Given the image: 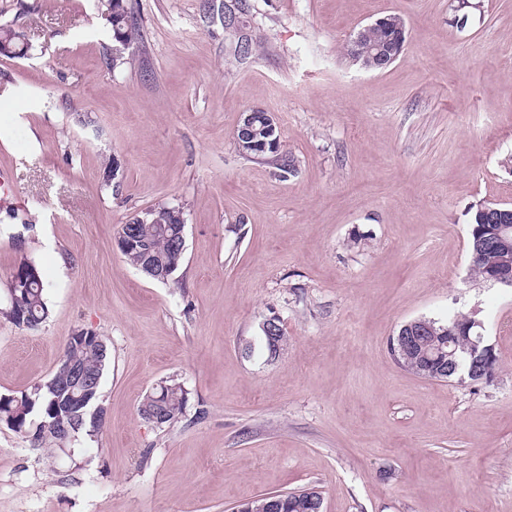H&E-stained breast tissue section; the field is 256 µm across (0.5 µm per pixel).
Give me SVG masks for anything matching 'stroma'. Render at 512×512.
Returning <instances> with one entry per match:
<instances>
[{"instance_id": "obj_1", "label": "stroma", "mask_w": 512, "mask_h": 512, "mask_svg": "<svg viewBox=\"0 0 512 512\" xmlns=\"http://www.w3.org/2000/svg\"><path fill=\"white\" fill-rule=\"evenodd\" d=\"M129 3L144 43L111 72L100 0H0L31 45L0 55V308L26 260L50 309L28 331L0 316V395L49 379L78 329L110 352L98 433L47 456L0 422V512H235L308 488L322 512H512V288L468 259L472 211L512 207V0ZM390 14L403 52L364 70L347 45ZM253 108L288 177L239 153ZM158 206L187 224L165 283L115 245ZM458 313L492 382L395 360L401 325ZM173 378L186 410L160 429L138 406Z\"/></svg>"}]
</instances>
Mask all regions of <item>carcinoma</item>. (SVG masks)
I'll return each instance as SVG.
<instances>
[{"instance_id": "cac0c4a2", "label": "carcinoma", "mask_w": 512, "mask_h": 512, "mask_svg": "<svg viewBox=\"0 0 512 512\" xmlns=\"http://www.w3.org/2000/svg\"><path fill=\"white\" fill-rule=\"evenodd\" d=\"M101 7L106 21L119 23V28L126 32L129 42H143L140 23L131 7L119 0H101ZM4 38L8 39L11 51L0 50V55L20 57L27 53L29 45L24 32L16 29L8 36L0 32V40ZM140 232L154 250H168V243L154 232L153 225H140ZM16 270L18 274L10 275L8 280L7 300L16 301L17 306L26 310V314L22 317L15 313L8 314L6 318L21 330H32L49 316L44 283L39 269L29 262L19 263ZM97 340L98 343L90 347H79L67 342L63 352L65 360L78 365L93 377L102 378L109 362V351L104 337L99 335ZM452 360L458 366V373H467L471 360L467 337L455 338ZM187 395L181 382L168 380L142 398L138 412L159 408L166 414L162 426H169L184 415ZM100 398L101 389L91 394L83 392L73 381L66 365L61 364L48 380L31 391L19 395H0V422L28 434L31 450L48 453L54 445L67 443L83 432L91 436L100 429L98 415L94 414ZM63 405L68 407L70 415L62 422L54 420L52 411ZM277 498L284 503L283 512H314L317 504L321 503L320 494L312 489L279 493Z\"/></svg>"}]
</instances>
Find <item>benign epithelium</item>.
I'll return each mask as SVG.
<instances>
[{"label":"benign epithelium","instance_id":"7a95c632","mask_svg":"<svg viewBox=\"0 0 512 512\" xmlns=\"http://www.w3.org/2000/svg\"><path fill=\"white\" fill-rule=\"evenodd\" d=\"M369 29H377L383 35L380 42L370 49L369 67L385 68L395 62L400 56L405 41L404 22L390 16L382 17L367 25ZM236 144L242 152H255L257 154L274 153L280 145V131L275 116L261 109H253L243 113L237 129ZM487 219L492 224L490 233L480 238V243L473 250L470 262L476 264L487 253L495 254L499 262L507 265L512 263V210H502L496 207H485ZM158 232L166 238L171 245V253L158 255L154 253L135 230L134 222L123 224L115 236L117 248L122 253H135L140 255L138 269L148 275L161 280H168L173 276L178 260L185 251L186 219L184 212L178 208L170 210V214L162 213L155 217ZM481 323L470 320L454 328L452 335L467 336L470 338L473 367L470 377L479 379L489 370V356L494 347L485 341L482 333L476 331ZM435 333L432 323L420 319L406 323L400 333L391 337L390 351L397 357L412 344L418 342V337ZM432 360L429 352L403 367L424 378L442 380L454 372L453 361H448V367L434 370L430 367Z\"/></svg>","mask_w":512,"mask_h":512}]
</instances>
